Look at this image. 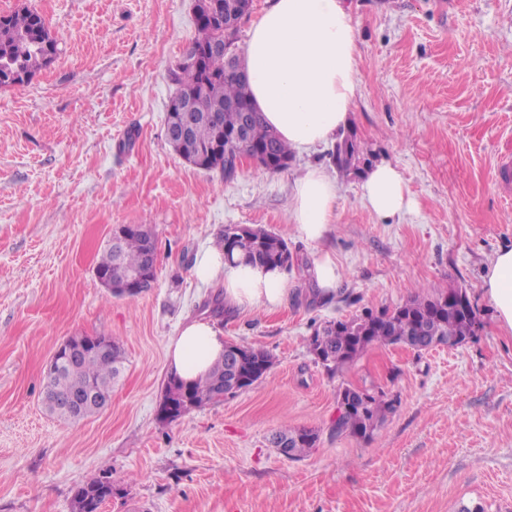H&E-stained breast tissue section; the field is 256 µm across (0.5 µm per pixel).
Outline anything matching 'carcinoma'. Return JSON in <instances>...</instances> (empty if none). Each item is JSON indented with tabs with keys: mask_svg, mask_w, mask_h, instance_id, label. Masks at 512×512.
Returning <instances> with one entry per match:
<instances>
[{
	"mask_svg": "<svg viewBox=\"0 0 512 512\" xmlns=\"http://www.w3.org/2000/svg\"><path fill=\"white\" fill-rule=\"evenodd\" d=\"M246 4L247 0H222L220 14H197V36L185 51V55L196 59V64L171 72L177 86L172 101L189 99L195 115L192 150L177 146L174 151L199 169H218L226 176L234 173L233 158L244 149L254 152L256 163L271 173L285 171L293 156L288 144L260 120L251 101L249 84L238 73L240 60H235L233 66L228 62L235 41L226 40V30L238 32L247 14ZM216 42L227 43L228 52H211ZM55 53L56 41L41 15L28 9L0 15L1 88L27 83L52 62ZM239 128L243 130L241 140L227 139ZM331 157L338 170L348 173L359 169L363 150L355 138L345 137L336 143ZM218 244L224 247L230 261L237 255L252 264L284 270L295 261L284 238L245 225H224ZM155 264L157 249L151 232L141 224L127 225L117 247L104 248L96 273L106 277L116 294L122 296L134 274ZM479 326L481 321L466 291L443 288L415 295L392 309L366 310L348 320L325 322L307 337V346L317 362L334 374L376 344L403 345L422 352L439 344H462L476 335ZM111 344V352H90L72 363L55 367L44 378V405L49 413L66 420H80L101 411L96 399L110 398L112 386L123 370L121 347L114 340ZM273 366L272 356L262 349L227 344L224 356L204 378L193 383L168 378L163 402L176 405L181 414L201 408L218 400L219 390L231 387L232 379L241 380L240 388L244 389L265 377ZM89 389L95 400L82 412L72 413L65 408L69 398ZM342 391L350 396V401L347 409L338 412L331 431L363 440L371 438L386 414L393 410V401L356 387L346 386ZM271 441L289 444L291 457L296 459L317 446L319 434L311 429L287 427L275 432ZM110 483L112 471L106 469L102 475L80 485L73 497L74 512H100L102 505L112 498Z\"/></svg>",
	"mask_w": 512,
	"mask_h": 512,
	"instance_id": "carcinoma-1",
	"label": "carcinoma"
}]
</instances>
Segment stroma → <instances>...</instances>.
Segmentation results:
<instances>
[{"mask_svg":"<svg viewBox=\"0 0 512 512\" xmlns=\"http://www.w3.org/2000/svg\"><path fill=\"white\" fill-rule=\"evenodd\" d=\"M347 3L361 49L350 129L413 201L388 222L330 145L229 178L171 148L170 71L196 35L194 0H0V15L38 12L58 43L27 84L0 88V512H73L77 486L107 466L118 493L102 512H512V333L483 294L512 245V0ZM311 164L338 185L317 244L289 215ZM133 224L155 238L157 280L117 297L95 266ZM227 224L281 235L296 257L282 307L220 322L274 367L165 421L166 345L222 291L193 267ZM323 253L341 274L326 297L308 275ZM446 287L465 288L482 322L458 347L376 345L333 375L307 348L315 325ZM74 336L112 338L125 357L108 405L77 421L42 404L46 366ZM348 385L395 402L371 439L331 431ZM286 426L317 431V447L282 455L270 438Z\"/></svg>","mask_w":512,"mask_h":512,"instance_id":"35a3bbf8","label":"stroma"}]
</instances>
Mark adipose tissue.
Instances as JSON below:
<instances>
[{"mask_svg":"<svg viewBox=\"0 0 512 512\" xmlns=\"http://www.w3.org/2000/svg\"><path fill=\"white\" fill-rule=\"evenodd\" d=\"M358 60V31L345 0H267L250 25L243 55L255 108L297 151L344 134L360 81ZM361 190L365 206L384 221L412 203L402 174L385 160L365 169ZM337 203L335 178L324 167H308L290 189V217L300 237L322 241L336 220ZM194 273L205 282L222 280L231 309L274 310L288 293L285 271L230 263L217 248L198 257ZM483 289L500 327L512 331V247L496 253ZM224 346L215 320H185L167 346L170 376L185 382L204 376Z\"/></svg>","mask_w":512,"mask_h":512,"instance_id":"ef3b65f1","label":"adipose tissue"}]
</instances>
